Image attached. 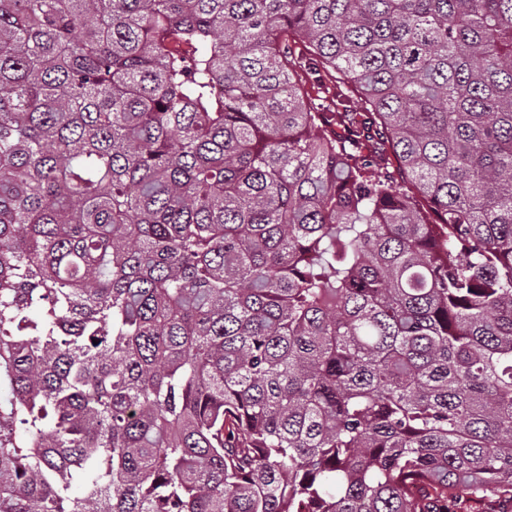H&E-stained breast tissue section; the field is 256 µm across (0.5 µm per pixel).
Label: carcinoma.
Segmentation results:
<instances>
[{
	"instance_id": "carcinoma-1",
	"label": "carcinoma",
	"mask_w": 512,
	"mask_h": 512,
	"mask_svg": "<svg viewBox=\"0 0 512 512\" xmlns=\"http://www.w3.org/2000/svg\"><path fill=\"white\" fill-rule=\"evenodd\" d=\"M1 376L0 512H512V0H0Z\"/></svg>"
}]
</instances>
